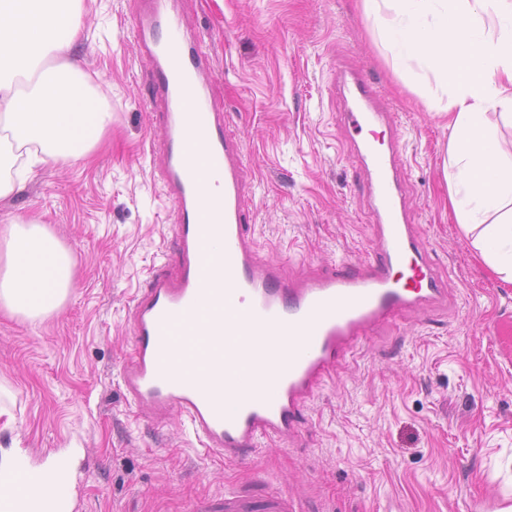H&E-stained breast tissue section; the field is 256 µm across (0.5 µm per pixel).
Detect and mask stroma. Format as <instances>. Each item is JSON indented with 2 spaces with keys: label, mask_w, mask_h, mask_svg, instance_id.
I'll return each mask as SVG.
<instances>
[{
  "label": "stroma",
  "mask_w": 512,
  "mask_h": 512,
  "mask_svg": "<svg viewBox=\"0 0 512 512\" xmlns=\"http://www.w3.org/2000/svg\"><path fill=\"white\" fill-rule=\"evenodd\" d=\"M79 58L112 122L91 162L48 167L0 213L45 224L75 286L38 326L0 308V449L82 448L81 512H194L233 488L309 512H465L512 501V283L448 208L449 131L372 40L359 0H183L213 92L244 149L242 207L262 260L297 278L377 247L360 162L341 125L337 65L372 79L405 145L407 211L449 301L396 315L303 411L296 436L250 465L206 452L179 413L155 424L117 380L127 310L174 248L175 213L151 153V63L137 0H84Z\"/></svg>",
  "instance_id": "35a3bbf8"
}]
</instances>
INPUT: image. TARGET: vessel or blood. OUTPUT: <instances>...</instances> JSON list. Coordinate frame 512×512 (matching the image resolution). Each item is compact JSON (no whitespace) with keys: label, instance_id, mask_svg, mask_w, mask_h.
<instances>
[{"label":"vessel or blood","instance_id":"b4317fda","mask_svg":"<svg viewBox=\"0 0 512 512\" xmlns=\"http://www.w3.org/2000/svg\"><path fill=\"white\" fill-rule=\"evenodd\" d=\"M134 32L151 60L150 109L158 126L151 148L163 157L159 175L176 212L177 261L155 269L148 288L128 309L131 356L120 369L126 400L148 409L156 423L172 412L188 422L208 452L246 464L263 438L294 435L321 379L338 368L360 336L397 312L433 306L448 290L426 257L406 216L403 145L391 132L376 145L385 115L367 76L336 72L352 102L340 122L353 129L349 149L365 168L378 223L377 249L362 265L331 269L301 281L280 266L261 263L245 230L241 206L240 146L225 131V115L210 79V61L189 34L176 0H139ZM211 207H204L203 195ZM265 319L279 332L303 337L287 360L271 365L278 345L263 341L243 352L245 327ZM249 354L254 369L248 389L223 378L225 360ZM236 398L235 415L224 413ZM56 482L48 496L35 489L46 474ZM81 469L58 463L52 453L18 455L0 466V512H75ZM195 512H303L287 495L255 500L245 490L225 492L196 505Z\"/></svg>","mask_w":512,"mask_h":512}]
</instances>
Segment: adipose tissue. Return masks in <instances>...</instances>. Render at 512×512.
I'll return each mask as SVG.
<instances>
[{"mask_svg":"<svg viewBox=\"0 0 512 512\" xmlns=\"http://www.w3.org/2000/svg\"><path fill=\"white\" fill-rule=\"evenodd\" d=\"M370 35L431 111L447 116L443 164L457 223L512 282V0H362ZM82 0H0V200L45 167L85 159L112 114L73 56ZM75 261L45 225H0V303L41 322L74 286Z\"/></svg>","mask_w":512,"mask_h":512,"instance_id":"obj_1","label":"adipose tissue"}]
</instances>
